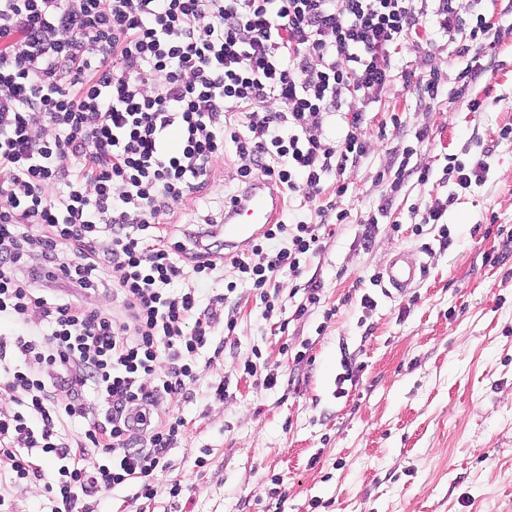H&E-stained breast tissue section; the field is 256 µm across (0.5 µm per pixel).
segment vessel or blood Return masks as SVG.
<instances>
[{
    "mask_svg": "<svg viewBox=\"0 0 512 512\" xmlns=\"http://www.w3.org/2000/svg\"><path fill=\"white\" fill-rule=\"evenodd\" d=\"M282 205L283 198L271 181H251L241 199L226 210L225 246L237 247L257 237L267 225L276 222ZM423 269V264L409 259L405 251H396L383 271V278L388 285V295L405 294L421 280Z\"/></svg>",
    "mask_w": 512,
    "mask_h": 512,
    "instance_id": "vessel-or-blood-1",
    "label": "vessel or blood"
}]
</instances>
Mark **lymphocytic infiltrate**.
<instances>
[{"label": "lymphocytic infiltrate", "instance_id": "f902f5d3", "mask_svg": "<svg viewBox=\"0 0 512 512\" xmlns=\"http://www.w3.org/2000/svg\"><path fill=\"white\" fill-rule=\"evenodd\" d=\"M430 18L449 40L465 26L458 0H0V320L21 327L0 336V476L41 478L31 460H45L52 512H92L122 486L152 498L184 426L153 411L193 381L225 300L174 282L226 264L261 291L300 274L348 218L336 200L368 153L366 99L410 79L395 57L423 46ZM229 153L250 162L238 189L258 172L309 202L339 177L318 222L251 242L287 238L263 264L225 256L223 212L177 241L160 227ZM99 292L113 310L76 302Z\"/></svg>", "mask_w": 512, "mask_h": 512}]
</instances>
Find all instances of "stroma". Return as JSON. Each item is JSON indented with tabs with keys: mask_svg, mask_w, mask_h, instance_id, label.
Masks as SVG:
<instances>
[{
	"mask_svg": "<svg viewBox=\"0 0 512 512\" xmlns=\"http://www.w3.org/2000/svg\"><path fill=\"white\" fill-rule=\"evenodd\" d=\"M480 55L487 71L461 97L455 77L468 59L453 44L403 52L415 75H441L437 99L398 80L367 101L369 153L346 169L348 191L337 200L349 218L300 277L273 278V310L229 266L202 285L178 280L206 299L236 282L224 302L234 324L215 329L220 356L194 357L186 396L161 405L185 427L153 498L107 490L96 512H512V136L500 135L512 128V43ZM422 127L430 141L420 146L413 133ZM407 146L430 179L408 177L395 192L393 163ZM481 158L485 181L460 189L451 163ZM241 165L232 155L216 161L172 224L219 205ZM389 191L392 210L365 241L364 222ZM438 205L439 223H420ZM398 250L423 262L424 275L390 297L380 276ZM312 278L321 301L296 316L295 284ZM250 361L253 376L244 372ZM52 481L48 472L20 487L5 482L0 494L10 512H51Z\"/></svg>",
	"mask_w": 512,
	"mask_h": 512,
	"instance_id": "1",
	"label": "stroma"
}]
</instances>
